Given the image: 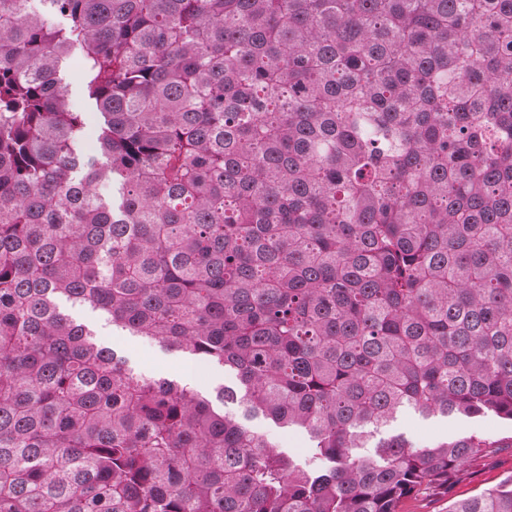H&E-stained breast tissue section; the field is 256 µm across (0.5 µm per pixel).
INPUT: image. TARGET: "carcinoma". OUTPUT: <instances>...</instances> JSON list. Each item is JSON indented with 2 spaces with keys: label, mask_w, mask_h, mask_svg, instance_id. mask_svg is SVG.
<instances>
[{
  "label": "carcinoma",
  "mask_w": 512,
  "mask_h": 512,
  "mask_svg": "<svg viewBox=\"0 0 512 512\" xmlns=\"http://www.w3.org/2000/svg\"><path fill=\"white\" fill-rule=\"evenodd\" d=\"M30 2L0 0V512H400L499 447L357 452L405 410L512 422V0ZM63 298L237 389L134 373ZM448 512H512V475ZM82 52L75 48L69 52L68 59L63 65L61 76L68 84L69 103L82 112H86L91 123L97 121V109L95 104L88 99L85 92L86 75L82 67ZM224 411L235 415L242 425L252 432L263 436L267 441L275 445L279 451L291 455L302 466L315 467L317 465L316 462L311 460V455L308 451L309 442L304 432L280 428L261 415L246 417L242 409L235 404L226 405Z\"/></svg>",
  "instance_id": "obj_1"
}]
</instances>
